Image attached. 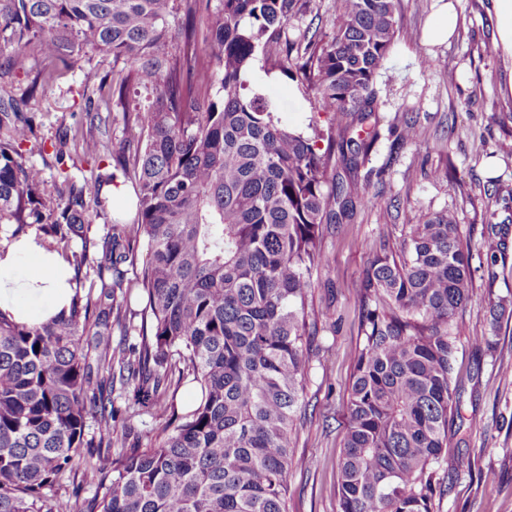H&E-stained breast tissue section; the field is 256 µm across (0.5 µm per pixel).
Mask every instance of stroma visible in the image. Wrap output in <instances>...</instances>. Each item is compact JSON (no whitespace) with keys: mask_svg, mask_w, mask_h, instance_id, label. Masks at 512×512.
Returning <instances> with one entry per match:
<instances>
[{"mask_svg":"<svg viewBox=\"0 0 512 512\" xmlns=\"http://www.w3.org/2000/svg\"><path fill=\"white\" fill-rule=\"evenodd\" d=\"M446 3L457 16L453 35L441 44L425 42L429 19ZM399 24L401 33L376 78L378 137L364 164L370 187L352 217L323 229L332 286L314 297L320 323L296 448L300 463L288 477V512H340L338 464L351 354L361 340L359 279L378 237L406 233L428 210L453 213L473 250L470 298L453 327L462 442L456 464L444 475L447 492L435 512H512V223L495 235L486 229L490 213H503L505 199L512 197V152L502 148L495 122L499 112L512 108V60L496 47L494 0H401ZM424 54L433 61L426 70L420 66ZM37 70L33 63L28 72L0 79V102H18L32 121L33 135L22 155L52 186L62 176L53 151L73 153L62 137L89 108L85 85L111 79L112 61L86 56L33 99L28 91ZM263 86L277 97L282 121L304 128L313 109L295 82L267 80ZM408 120L419 130L412 143L399 139ZM502 299L508 307L494 330L489 305ZM481 332L490 343L477 349L469 338ZM94 494L78 468L47 492L69 512L86 506Z\"/></svg>","mask_w":512,"mask_h":512,"instance_id":"35a3bbf8","label":"stroma"}]
</instances>
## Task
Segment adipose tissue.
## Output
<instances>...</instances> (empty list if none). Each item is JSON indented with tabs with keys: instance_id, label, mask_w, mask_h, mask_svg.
I'll return each mask as SVG.
<instances>
[{
	"instance_id": "ef3b65f1",
	"label": "adipose tissue",
	"mask_w": 512,
	"mask_h": 512,
	"mask_svg": "<svg viewBox=\"0 0 512 512\" xmlns=\"http://www.w3.org/2000/svg\"><path fill=\"white\" fill-rule=\"evenodd\" d=\"M69 276L63 258L28 235L0 250V308L19 319L45 320L67 305Z\"/></svg>"
}]
</instances>
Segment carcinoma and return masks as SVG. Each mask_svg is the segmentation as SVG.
Returning <instances> with one entry per match:
<instances>
[{"instance_id":"1","label":"carcinoma","mask_w":512,"mask_h":512,"mask_svg":"<svg viewBox=\"0 0 512 512\" xmlns=\"http://www.w3.org/2000/svg\"><path fill=\"white\" fill-rule=\"evenodd\" d=\"M398 5L340 0L325 41L311 25L285 32L310 0H0L5 72L40 62L31 97L89 50L112 58L97 109L123 112L112 160L135 183L111 233L90 237L104 182L48 188L22 161L29 118L0 103V224L12 241L33 227L55 238L74 283L43 322L0 309V512H55L46 490L80 466L102 491L88 512H288L313 290L327 286L313 280L329 267L322 226L364 198L359 157L377 138ZM258 59L313 97L326 126L283 123L252 85ZM72 139L86 164L105 151L78 129ZM472 258L446 211L380 236L368 258L340 512H434L444 495L461 398L451 326ZM115 327L135 342L112 344ZM118 398L150 418L145 447L114 436Z\"/></svg>"}]
</instances>
